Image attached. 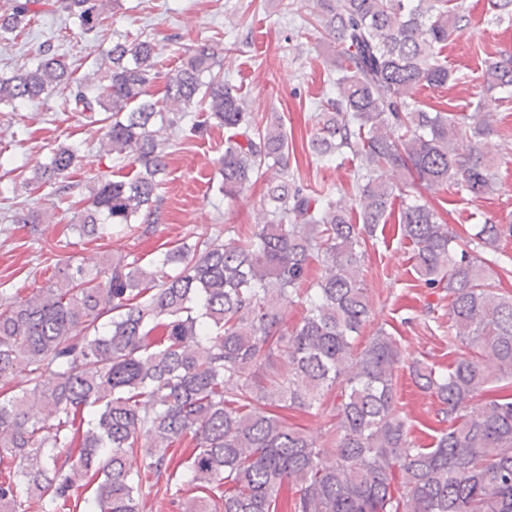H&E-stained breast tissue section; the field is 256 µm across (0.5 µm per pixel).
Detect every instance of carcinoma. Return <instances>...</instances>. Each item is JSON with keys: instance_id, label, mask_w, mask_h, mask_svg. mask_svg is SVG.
I'll use <instances>...</instances> for the list:
<instances>
[{"instance_id": "carcinoma-1", "label": "carcinoma", "mask_w": 512, "mask_h": 512, "mask_svg": "<svg viewBox=\"0 0 512 512\" xmlns=\"http://www.w3.org/2000/svg\"><path fill=\"white\" fill-rule=\"evenodd\" d=\"M314 20L340 50L308 147L325 165L359 160L358 222L329 188L290 170L280 118L262 124L222 72L220 49L184 51L166 75L156 46L117 38L98 69L74 80L44 44L34 66L0 75V106L16 111L60 87L72 112H108L101 144L135 174L93 179L70 224L102 239L156 215L167 134L191 138L214 123L231 135L218 193L234 200L269 170L263 222L228 243L203 231L148 267L114 257L92 272L66 265L29 297L0 291V512H140L175 499L181 512H512V224L491 217L459 236L420 196L399 208L401 236L424 284L448 291L447 367L411 362L441 408L433 446L412 439L396 391L405 358L378 328L361 259L395 198L388 171L472 198L496 190L494 134L481 112H430L416 97L457 79L442 49L469 24L461 0H312ZM40 0H5L0 40L37 22ZM82 33L119 0H60ZM483 89L512 92V56L484 62ZM80 148L59 144L23 188H73ZM175 266L174 274L166 267ZM305 315L283 327L287 305ZM108 322H101L102 318ZM340 389L336 447L326 450L282 412L310 411ZM191 438L193 448L175 447ZM142 455V467L131 460ZM93 487L90 496L78 490Z\"/></svg>"}]
</instances>
